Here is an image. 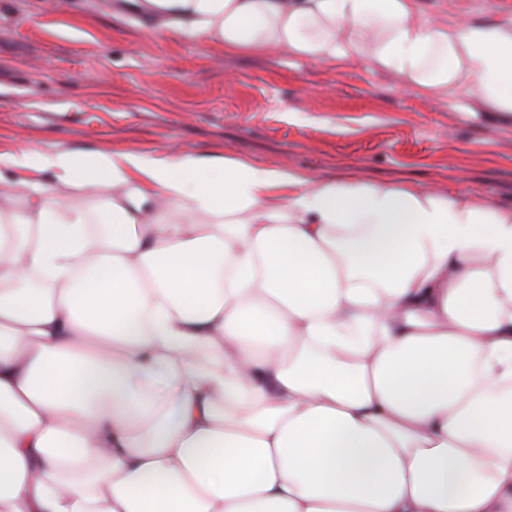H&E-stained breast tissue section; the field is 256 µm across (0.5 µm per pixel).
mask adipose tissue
Listing matches in <instances>:
<instances>
[{
    "label": "adipose tissue",
    "instance_id": "1",
    "mask_svg": "<svg viewBox=\"0 0 512 512\" xmlns=\"http://www.w3.org/2000/svg\"><path fill=\"white\" fill-rule=\"evenodd\" d=\"M125 5L157 35L362 59L512 119V24ZM9 162L0 512H512V206L233 158Z\"/></svg>",
    "mask_w": 512,
    "mask_h": 512
}]
</instances>
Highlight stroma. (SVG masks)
I'll list each match as a JSON object with an SVG mask.
<instances>
[{
	"label": "stroma",
	"mask_w": 512,
	"mask_h": 512,
	"mask_svg": "<svg viewBox=\"0 0 512 512\" xmlns=\"http://www.w3.org/2000/svg\"><path fill=\"white\" fill-rule=\"evenodd\" d=\"M113 2L0 0V154L187 153L512 205V120L477 101H433L364 62L156 35ZM421 6L448 24L512 23V0Z\"/></svg>",
	"instance_id": "35a3bbf8"
}]
</instances>
